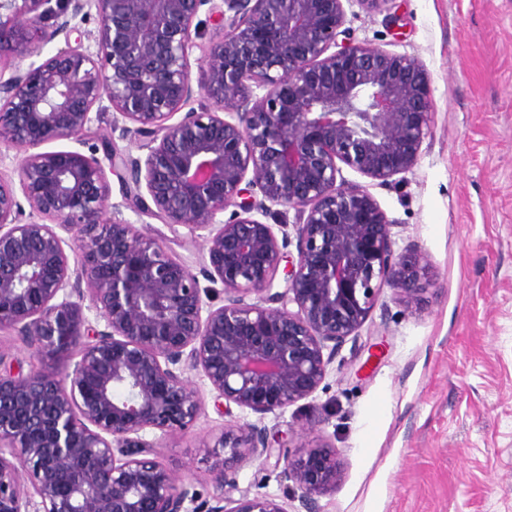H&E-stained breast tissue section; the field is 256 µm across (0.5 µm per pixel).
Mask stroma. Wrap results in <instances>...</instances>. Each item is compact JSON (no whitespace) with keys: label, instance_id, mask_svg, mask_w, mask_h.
I'll return each mask as SVG.
<instances>
[{"label":"stroma","instance_id":"35a3bbf8","mask_svg":"<svg viewBox=\"0 0 512 512\" xmlns=\"http://www.w3.org/2000/svg\"><path fill=\"white\" fill-rule=\"evenodd\" d=\"M345 11L352 40L414 56L429 74L433 123L417 164L383 185L342 175L367 186L397 247L426 251L439 289L413 311L383 289L313 396L266 419L268 436L336 449L343 477L320 512H512V0H388L375 11L347 0ZM122 217L194 272L206 265L185 228ZM189 379L204 399L193 428L148 439L205 499L206 441L248 414L217 406L197 372ZM236 490L297 505L270 461L242 465Z\"/></svg>","mask_w":512,"mask_h":512}]
</instances>
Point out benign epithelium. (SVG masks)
Instances as JSON below:
<instances>
[{
	"label": "benign epithelium",
	"instance_id": "benign-epithelium-1",
	"mask_svg": "<svg viewBox=\"0 0 512 512\" xmlns=\"http://www.w3.org/2000/svg\"><path fill=\"white\" fill-rule=\"evenodd\" d=\"M92 7L94 52L70 42ZM204 11L223 36L194 86ZM345 21L344 0H0V62L65 38L0 79V136L23 153L18 182L0 178V333L76 356L58 375L0 370V512H288L269 494L230 495L243 463L274 452L302 512L341 481L335 450L274 444L264 420L317 391L384 287L407 308L436 287L428 255L396 250L373 195L341 178L345 165L385 184L417 164L428 73L414 56L338 42ZM109 110L145 157L110 139L102 159L42 150L83 143ZM273 205L295 221L258 219ZM122 206L202 234L224 303ZM188 370L256 417L216 438L215 494L200 504L144 439L192 429L204 401Z\"/></svg>",
	"mask_w": 512,
	"mask_h": 512
}]
</instances>
